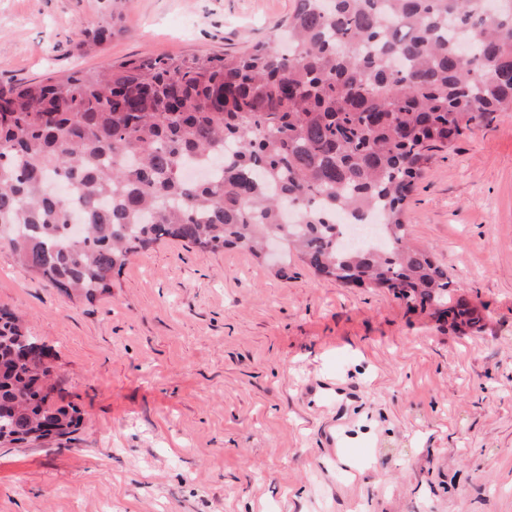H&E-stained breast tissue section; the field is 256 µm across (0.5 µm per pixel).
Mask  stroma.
Masks as SVG:
<instances>
[{"label": "stroma", "instance_id": "35a3bbf8", "mask_svg": "<svg viewBox=\"0 0 512 512\" xmlns=\"http://www.w3.org/2000/svg\"><path fill=\"white\" fill-rule=\"evenodd\" d=\"M293 8L124 0L97 44L112 0H0V83L238 52ZM407 216L477 325L293 251L162 239L88 300L0 248V309L81 416L74 442L0 447V512H512V114L436 152Z\"/></svg>", "mask_w": 512, "mask_h": 512}]
</instances>
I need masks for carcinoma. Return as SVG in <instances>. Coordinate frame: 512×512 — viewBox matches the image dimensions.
I'll use <instances>...</instances> for the list:
<instances>
[{
    "label": "carcinoma",
    "mask_w": 512,
    "mask_h": 512,
    "mask_svg": "<svg viewBox=\"0 0 512 512\" xmlns=\"http://www.w3.org/2000/svg\"><path fill=\"white\" fill-rule=\"evenodd\" d=\"M511 112L512 0H295L281 31L241 53L1 86L0 246L93 298L164 237L256 257L275 237L337 282L445 306L448 273L408 244L405 202L433 152ZM191 166L209 175L188 180ZM341 210L375 216L385 244H340ZM445 313L478 321L462 304ZM35 352L0 310V445L45 440L47 423L68 442L79 430Z\"/></svg>",
    "instance_id": "1"
}]
</instances>
